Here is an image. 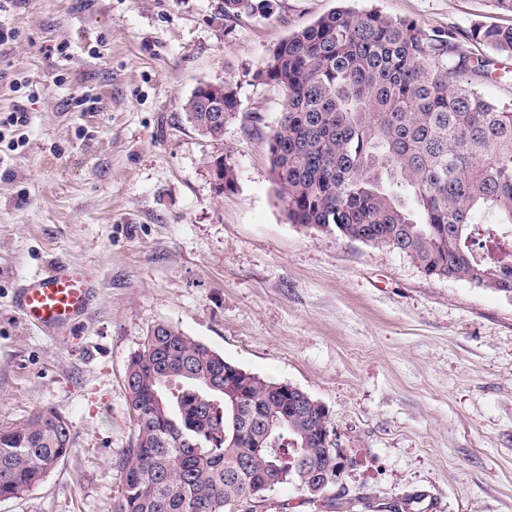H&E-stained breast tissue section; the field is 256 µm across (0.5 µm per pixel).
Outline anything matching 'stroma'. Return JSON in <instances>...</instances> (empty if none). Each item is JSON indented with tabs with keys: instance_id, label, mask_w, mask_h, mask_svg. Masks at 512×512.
<instances>
[{
	"instance_id": "obj_1",
	"label": "stroma",
	"mask_w": 512,
	"mask_h": 512,
	"mask_svg": "<svg viewBox=\"0 0 512 512\" xmlns=\"http://www.w3.org/2000/svg\"><path fill=\"white\" fill-rule=\"evenodd\" d=\"M14 0L0 12V426L64 415L69 456L0 512H112L132 442L125 374L148 330L178 327L328 411L353 512H512V298L427 276L384 246L292 224L268 135L283 108L255 81L289 34L340 0ZM463 33L511 25L493 0H349ZM240 106L209 141L183 104L203 82ZM25 115L11 125L10 113ZM230 155L233 190L210 170ZM98 299L52 338L12 293L51 261ZM269 0H221L219 6L224 16L238 17L246 14H263L270 8Z\"/></svg>"
}]
</instances>
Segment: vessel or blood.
<instances>
[{
  "mask_svg": "<svg viewBox=\"0 0 512 512\" xmlns=\"http://www.w3.org/2000/svg\"><path fill=\"white\" fill-rule=\"evenodd\" d=\"M92 302L88 276L70 265L48 264L15 291L13 306L29 328L49 336L72 331Z\"/></svg>",
  "mask_w": 512,
  "mask_h": 512,
  "instance_id": "obj_1",
  "label": "vessel or blood"
}]
</instances>
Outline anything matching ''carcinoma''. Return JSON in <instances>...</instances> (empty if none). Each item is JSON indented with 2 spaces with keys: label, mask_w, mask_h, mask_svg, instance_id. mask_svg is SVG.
I'll list each match as a JSON object with an SVG mask.
<instances>
[{
  "label": "carcinoma",
  "mask_w": 512,
  "mask_h": 512,
  "mask_svg": "<svg viewBox=\"0 0 512 512\" xmlns=\"http://www.w3.org/2000/svg\"><path fill=\"white\" fill-rule=\"evenodd\" d=\"M269 8L219 6L228 18ZM467 39L512 57V25L477 24ZM492 64L453 30L428 32L376 10H334L283 39L254 78L284 95L270 155L291 222L512 297V243L491 245L481 233L489 222L512 224V95L483 93ZM199 91L184 103L185 120L219 140L238 112L237 87L224 82L209 108ZM211 172L219 191L236 186L230 157H216ZM275 385L173 325L152 327L126 369L133 440L112 512H253L259 496L288 483L305 502L332 505L310 488L347 458ZM74 440L52 409L1 426L0 499L38 487Z\"/></svg>",
  "instance_id": "carcinoma-1"
}]
</instances>
